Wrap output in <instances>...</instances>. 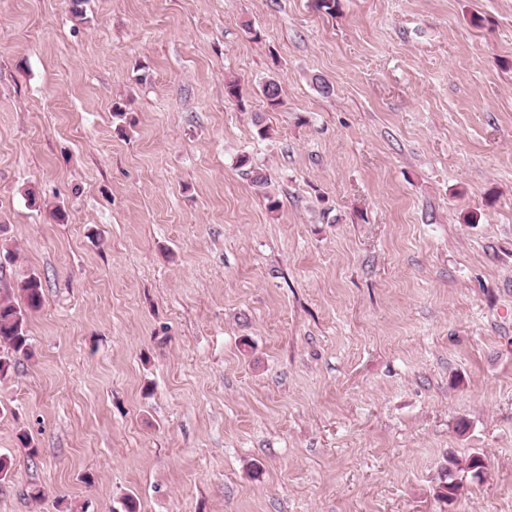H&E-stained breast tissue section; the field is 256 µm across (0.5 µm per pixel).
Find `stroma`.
<instances>
[{"instance_id": "obj_1", "label": "stroma", "mask_w": 512, "mask_h": 512, "mask_svg": "<svg viewBox=\"0 0 512 512\" xmlns=\"http://www.w3.org/2000/svg\"><path fill=\"white\" fill-rule=\"evenodd\" d=\"M0 246V512H512V0H0ZM25 299V307L15 305L9 298L0 299V376L6 377L21 357L31 354L28 336L29 313L42 305L41 279L30 274L17 285ZM458 464V461L454 456H448V466L444 468L445 470V478L441 474V485L439 491V496L452 499L457 491L462 487V484L458 481L457 472L461 471L455 465Z\"/></svg>"}]
</instances>
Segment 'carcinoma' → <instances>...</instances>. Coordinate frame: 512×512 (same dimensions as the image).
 Masks as SVG:
<instances>
[{"mask_svg": "<svg viewBox=\"0 0 512 512\" xmlns=\"http://www.w3.org/2000/svg\"><path fill=\"white\" fill-rule=\"evenodd\" d=\"M266 104L276 109L282 104L280 87L276 80L267 81L262 89ZM18 289L25 299V306L21 307L8 298L0 299V376H7L14 370L22 357L31 354L30 338L28 336L29 313L38 310L42 305L41 279L30 274L18 284ZM458 461L455 457H448V466L445 467V477L441 478L439 496L451 499L462 487L458 481L456 467Z\"/></svg>", "mask_w": 512, "mask_h": 512, "instance_id": "cac0c4a2", "label": "carcinoma"}]
</instances>
